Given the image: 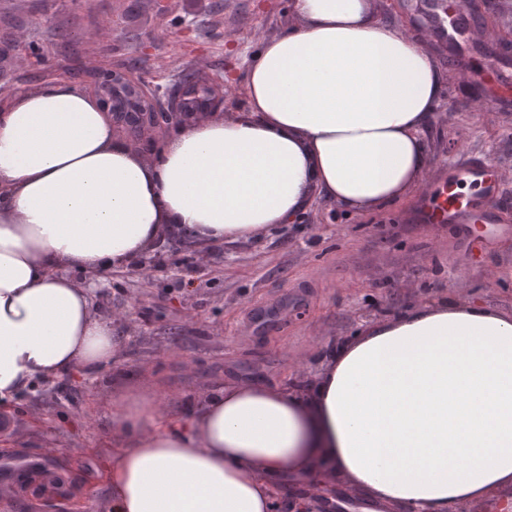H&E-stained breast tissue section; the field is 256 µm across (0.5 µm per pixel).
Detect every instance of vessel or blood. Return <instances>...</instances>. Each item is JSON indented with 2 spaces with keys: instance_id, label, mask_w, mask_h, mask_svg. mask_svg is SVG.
Wrapping results in <instances>:
<instances>
[{
  "instance_id": "vessel-or-blood-1",
  "label": "vessel or blood",
  "mask_w": 512,
  "mask_h": 512,
  "mask_svg": "<svg viewBox=\"0 0 512 512\" xmlns=\"http://www.w3.org/2000/svg\"><path fill=\"white\" fill-rule=\"evenodd\" d=\"M423 7L432 36L446 43L458 62H465L479 40L466 9L450 7L447 0H425ZM488 66L494 86L481 102L487 111L499 105L503 94L512 87V61L494 55ZM468 182L478 186L477 195L459 193V186ZM495 197L496 182L487 163L463 154L449 166L447 178L434 187L432 200L420 211L419 220L427 224H488L495 216Z\"/></svg>"
}]
</instances>
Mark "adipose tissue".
Here are the masks:
<instances>
[{
  "label": "adipose tissue",
  "mask_w": 512,
  "mask_h": 512,
  "mask_svg": "<svg viewBox=\"0 0 512 512\" xmlns=\"http://www.w3.org/2000/svg\"><path fill=\"white\" fill-rule=\"evenodd\" d=\"M262 43L246 111L132 149L66 79L0 104V410L36 380L97 371L120 350L88 275L129 267L163 234L219 245L294 220L313 194L368 213L423 180L443 71L369 0H294ZM109 512H273L291 475H344L362 505L450 512L512 485V315L440 300L330 354L305 392L262 381L185 415L127 395Z\"/></svg>",
  "instance_id": "1"
}]
</instances>
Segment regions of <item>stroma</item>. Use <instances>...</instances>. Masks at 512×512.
<instances>
[{
  "label": "stroma",
  "instance_id": "obj_1",
  "mask_svg": "<svg viewBox=\"0 0 512 512\" xmlns=\"http://www.w3.org/2000/svg\"><path fill=\"white\" fill-rule=\"evenodd\" d=\"M498 52L512 56V0H480ZM413 0H372L377 18L410 36L445 74L422 136L428 184L394 204L352 214L314 196L292 223L228 240L205 253L170 241L149 276L138 267L88 278L95 314H127L112 366L40 380L0 415V461L35 457L72 474L65 498L0 484V512H107L104 471L116 437L112 404L137 391L182 414L224 384L256 379L295 388L323 356L380 319L443 299L512 314V100L478 109L491 73L482 57L454 65L447 47L415 23ZM294 22L292 0H0V89L25 91L60 70L124 67L144 77L160 109L176 111L186 74L235 88L264 41ZM498 178L493 224H424L431 182L460 153ZM277 317L265 330L262 313Z\"/></svg>",
  "mask_w": 512,
  "mask_h": 512
}]
</instances>
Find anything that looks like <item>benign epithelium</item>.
<instances>
[{
    "label": "benign epithelium",
    "instance_id": "benign-epithelium-1",
    "mask_svg": "<svg viewBox=\"0 0 512 512\" xmlns=\"http://www.w3.org/2000/svg\"><path fill=\"white\" fill-rule=\"evenodd\" d=\"M86 77L96 97L112 112L115 131L129 134V144L135 149L142 140H158L168 124H187L215 115L216 104L224 100L222 85L193 77L182 85L179 110L160 112L156 99L147 93L143 82L133 79L127 70L92 69ZM323 493L324 487L316 484L305 493L290 496L291 512H314L316 500Z\"/></svg>",
    "mask_w": 512,
    "mask_h": 512
}]
</instances>
